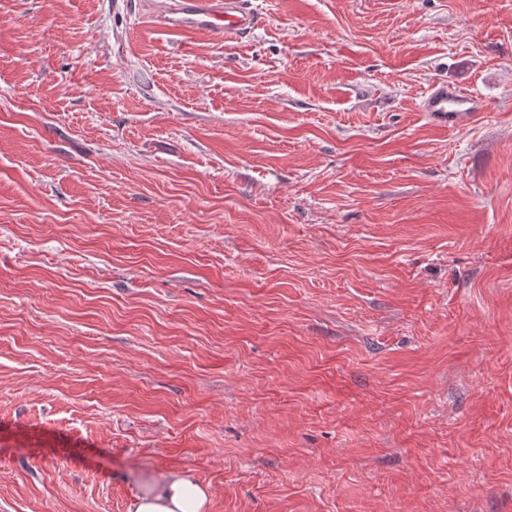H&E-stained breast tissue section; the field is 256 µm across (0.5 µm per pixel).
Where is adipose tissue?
Returning <instances> with one entry per match:
<instances>
[{
	"label": "adipose tissue",
	"instance_id": "1",
	"mask_svg": "<svg viewBox=\"0 0 512 512\" xmlns=\"http://www.w3.org/2000/svg\"><path fill=\"white\" fill-rule=\"evenodd\" d=\"M208 504L203 486L171 472L155 484L150 496L135 499L130 512H207Z\"/></svg>",
	"mask_w": 512,
	"mask_h": 512
}]
</instances>
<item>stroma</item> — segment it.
I'll return each instance as SVG.
<instances>
[{
	"label": "stroma",
	"mask_w": 512,
	"mask_h": 512,
	"mask_svg": "<svg viewBox=\"0 0 512 512\" xmlns=\"http://www.w3.org/2000/svg\"><path fill=\"white\" fill-rule=\"evenodd\" d=\"M253 2L0 0V512H512V0ZM169 31H205L217 39H239L262 26L251 0H173L162 8ZM486 109L487 103L477 94L448 82L433 83L421 107L433 120L452 126H464ZM209 498L188 475L170 472L155 484L149 497L135 498L130 512H206Z\"/></svg>",
	"instance_id": "stroma-1"
}]
</instances>
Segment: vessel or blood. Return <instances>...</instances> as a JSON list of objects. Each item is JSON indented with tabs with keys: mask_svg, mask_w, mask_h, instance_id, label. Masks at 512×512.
Returning <instances> with one entry per match:
<instances>
[{
	"mask_svg": "<svg viewBox=\"0 0 512 512\" xmlns=\"http://www.w3.org/2000/svg\"><path fill=\"white\" fill-rule=\"evenodd\" d=\"M163 14L168 30L205 31L220 40L251 35L264 22L252 0H169ZM486 108L477 94L445 82L433 83L422 104L433 120L452 126L470 123Z\"/></svg>",
	"mask_w": 512,
	"mask_h": 512,
	"instance_id": "obj_1",
	"label": "vessel or blood"
}]
</instances>
